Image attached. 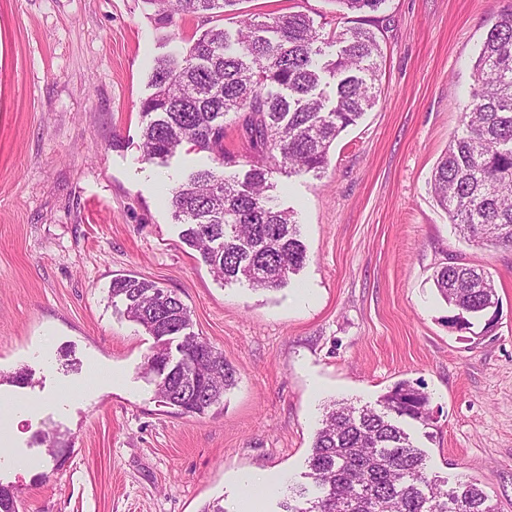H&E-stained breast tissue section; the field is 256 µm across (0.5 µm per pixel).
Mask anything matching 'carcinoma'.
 <instances>
[{
  "label": "carcinoma",
  "instance_id": "cac0c4a2",
  "mask_svg": "<svg viewBox=\"0 0 512 512\" xmlns=\"http://www.w3.org/2000/svg\"><path fill=\"white\" fill-rule=\"evenodd\" d=\"M144 2L159 25L176 15L216 24L155 59L152 93L140 106L143 157L165 162L185 146L209 154L217 166L193 172L169 193L173 218L186 225L182 238L224 282L277 291L303 268L307 250L290 212L267 196L269 175L328 165L339 135L375 104L380 43L364 27H336L327 40L341 50L321 65L322 35L302 11L245 21L231 40L219 22L239 0ZM333 2L343 20L375 12L384 0ZM474 81L462 129L435 168L432 191L460 237L512 249V13L487 31ZM230 115L251 149L242 182L224 176V167L236 164L224 150ZM435 285L460 319L481 318L499 303L492 275L466 264L442 267ZM111 295L129 321L161 341L145 366L165 404L202 416L223 403L236 371L222 352L187 332L191 315L180 298L133 274L113 279ZM169 336L183 337L177 359L163 341ZM428 405L408 383L387 394L380 410L332 403L307 459L311 487L288 488L283 512H495L478 482L445 489L429 476L425 454L403 427L406 418L429 421Z\"/></svg>",
  "mask_w": 512,
  "mask_h": 512
}]
</instances>
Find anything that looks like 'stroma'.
I'll return each mask as SVG.
<instances>
[{
  "label": "stroma",
  "mask_w": 512,
  "mask_h": 512,
  "mask_svg": "<svg viewBox=\"0 0 512 512\" xmlns=\"http://www.w3.org/2000/svg\"><path fill=\"white\" fill-rule=\"evenodd\" d=\"M287 7L323 34L336 21L333 0H241L224 28ZM148 12L0 0V408H23L0 483L20 512H242L253 476L269 485L259 512H281L325 407L374 406L403 382L429 398V424L406 426L429 473L478 479L512 512V250L459 238L431 192L512 0H384L372 13L376 105L321 173L272 176L308 256L273 292L216 278L171 217L169 190L209 155L142 159L152 61L203 26ZM451 261L491 273L496 311L457 320L433 283ZM129 273L175 292L192 334L235 368L223 406L199 417L160 401L143 370L156 340L110 298ZM47 432L72 445L61 466L36 441Z\"/></svg>",
  "instance_id": "35a3bbf8"
}]
</instances>
